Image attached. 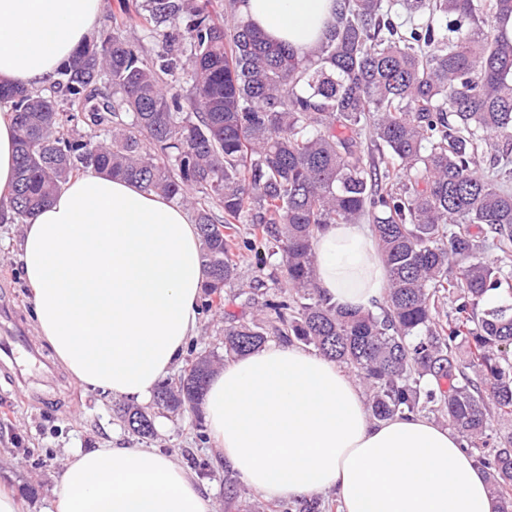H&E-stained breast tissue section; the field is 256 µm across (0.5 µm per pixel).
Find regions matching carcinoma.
<instances>
[{
  "mask_svg": "<svg viewBox=\"0 0 512 512\" xmlns=\"http://www.w3.org/2000/svg\"><path fill=\"white\" fill-rule=\"evenodd\" d=\"M244 0H118L112 33L79 45L50 93L0 84L14 101L13 215L26 223L89 170L192 212L206 279L201 311L254 292L239 255L279 274L260 317L224 313V357L272 341L313 347L364 387L369 411L443 419L512 512V302L485 308L512 272L483 258L512 252V0H341L309 58L266 40ZM168 23L178 42L152 60L121 29ZM189 71L183 94L176 70ZM106 113L84 112L96 84ZM60 94L74 110L64 129ZM128 114L130 121L122 119ZM249 236H239V225ZM327 224H369L388 282L382 314L336 307L317 284L313 243ZM197 355L162 381L155 405L203 421L208 379ZM129 433L151 414L120 406Z\"/></svg>",
  "mask_w": 512,
  "mask_h": 512,
  "instance_id": "obj_1",
  "label": "carcinoma"
}]
</instances>
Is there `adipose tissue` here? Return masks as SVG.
<instances>
[{"label":"adipose tissue","mask_w":512,"mask_h":512,"mask_svg":"<svg viewBox=\"0 0 512 512\" xmlns=\"http://www.w3.org/2000/svg\"><path fill=\"white\" fill-rule=\"evenodd\" d=\"M102 0H0V83L48 85L88 39ZM337 0H243L268 40L313 55ZM12 103L0 99V201L15 178ZM318 286L336 306L375 310L387 271L363 224L314 243ZM18 259L36 333L85 389L149 402L183 359L205 279L187 212L90 172L64 183L26 224ZM210 435L240 480L270 500L331 491L341 512H494L482 470L450 428L424 417L372 420L359 384L300 344L225 362L204 403ZM45 512H215L198 482L152 446L69 455Z\"/></svg>","instance_id":"obj_1"}]
</instances>
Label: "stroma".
Masks as SVG:
<instances>
[{"label": "stroma", "mask_w": 512, "mask_h": 512, "mask_svg": "<svg viewBox=\"0 0 512 512\" xmlns=\"http://www.w3.org/2000/svg\"><path fill=\"white\" fill-rule=\"evenodd\" d=\"M23 233V223H0V291L9 292L15 323L48 359L52 353L33 329L32 292L17 257ZM116 403L111 393L84 390L66 372L52 403L46 404L41 397L14 389L0 368V483L24 491L28 512H42L69 454L138 446V437L129 434L114 415ZM146 409L162 422L149 445L195 470L202 491L214 500L216 512H273L274 501L261 494L229 493V486L239 484L240 479L223 462L211 437H199L190 415L167 417L151 403Z\"/></svg>", "instance_id": "obj_1"}]
</instances>
